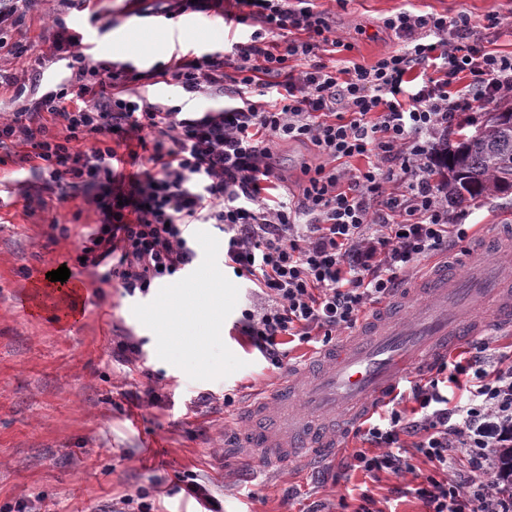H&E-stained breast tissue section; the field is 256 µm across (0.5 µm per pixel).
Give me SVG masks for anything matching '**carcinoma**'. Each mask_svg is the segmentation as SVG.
<instances>
[{
    "label": "carcinoma",
    "instance_id": "carcinoma-1",
    "mask_svg": "<svg viewBox=\"0 0 512 512\" xmlns=\"http://www.w3.org/2000/svg\"><path fill=\"white\" fill-rule=\"evenodd\" d=\"M442 190L457 205L504 192L512 183V124L489 118L480 137L443 142ZM501 480L512 490V448L499 450Z\"/></svg>",
    "mask_w": 512,
    "mask_h": 512
}]
</instances>
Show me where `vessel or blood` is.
I'll return each instance as SVG.
<instances>
[{
	"label": "vessel or blood",
	"mask_w": 512,
	"mask_h": 512,
	"mask_svg": "<svg viewBox=\"0 0 512 512\" xmlns=\"http://www.w3.org/2000/svg\"><path fill=\"white\" fill-rule=\"evenodd\" d=\"M512 236L492 230L461 262L441 259L414 287L360 322L343 345L313 351L307 376L265 392L243 410L242 446L268 463L296 464L336 452L339 437L409 372L483 329H512Z\"/></svg>",
	"instance_id": "b4317fda"
}]
</instances>
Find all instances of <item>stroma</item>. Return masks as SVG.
I'll return each instance as SVG.
<instances>
[{"instance_id":"35a3bbf8","label":"stroma","mask_w":512,"mask_h":512,"mask_svg":"<svg viewBox=\"0 0 512 512\" xmlns=\"http://www.w3.org/2000/svg\"><path fill=\"white\" fill-rule=\"evenodd\" d=\"M327 11L338 37L352 51L341 59L372 65L398 47L384 21L400 10L418 14L467 12L482 26L488 12L501 23L488 30L491 48L512 51V0H315ZM159 0H92L88 10L70 11L64 20L81 37V51L93 62L131 65L134 89L151 100L188 103L203 111L224 101L201 95L184 101L163 69L175 55L203 54L230 47L247 29L236 24L235 0L220 13H185L164 20L165 38L144 39L136 51L126 42L130 26L147 30ZM52 0H40L8 41L30 48L26 96L44 93L68 77L64 63L51 62L49 26ZM19 163L0 164V512H106L119 499L147 493L153 512H204L176 480L190 472L220 501L223 512H344L361 494L374 497L382 512H421L414 496L396 498L399 484L414 476L381 475L373 481L349 465L363 448L359 435L340 441L335 455L318 469L294 465L288 471L256 462L253 448L232 447L228 435L250 399L276 386L284 375L241 338L236 322L254 299L250 284L222 263L224 239L212 225L197 227L200 257L196 275L153 286L147 296L130 297L101 282L98 271L80 260L82 242L99 222L88 196L59 202L43 190L25 199L30 181ZM448 212L467 228L469 239L490 224H512V193L489 196ZM67 267L91 289L82 316L62 325L56 315H29L17 298L34 277ZM212 278L224 295V329L209 334L207 366L189 355L166 359L158 350L160 331L141 318L163 295L188 288L194 279ZM138 345L120 354L116 343ZM232 404H225V397Z\"/></svg>"}]
</instances>
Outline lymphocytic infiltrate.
Instances as JSON below:
<instances>
[{
    "label": "lymphocytic infiltrate",
    "mask_w": 512,
    "mask_h": 512,
    "mask_svg": "<svg viewBox=\"0 0 512 512\" xmlns=\"http://www.w3.org/2000/svg\"><path fill=\"white\" fill-rule=\"evenodd\" d=\"M236 2L250 34L171 73L188 96L223 95L222 107L132 98L127 69L87 61L58 17L51 47L71 76L0 114V148L23 147L22 162L61 198L91 194L101 219L82 255L127 295L189 271L199 256L190 226L214 225L225 266L259 290L239 332L279 369L285 344H329L418 261L466 238L440 196L434 136L457 113L512 95V52L484 45L466 13L403 10L384 21L396 50L368 67L329 64L324 53L349 45L311 0ZM130 138L136 148L119 155L116 143ZM289 141L310 144L319 161L284 194L272 155ZM359 157L366 167L351 168ZM123 163L134 174H121ZM395 181L401 191L389 190ZM488 348L470 344L406 379L415 416L378 412L365 430L374 450L355 451L353 468L400 477L414 472L417 453L434 467L413 489L425 512H512L497 455L512 447V351Z\"/></svg>",
    "instance_id": "lymphocytic-infiltrate-1"
}]
</instances>
